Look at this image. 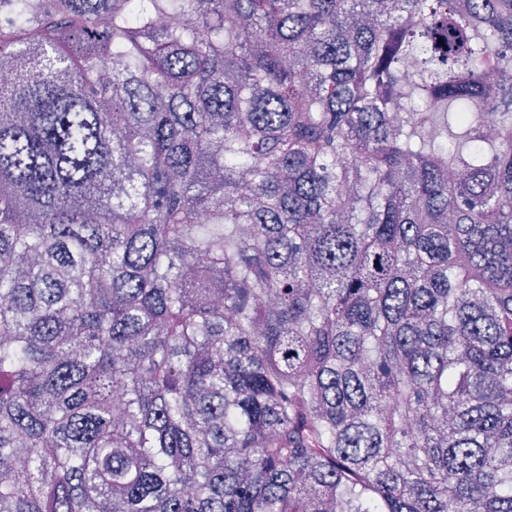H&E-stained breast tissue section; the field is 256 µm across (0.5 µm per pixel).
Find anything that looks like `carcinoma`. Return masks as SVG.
Returning a JSON list of instances; mask_svg holds the SVG:
<instances>
[{
	"mask_svg": "<svg viewBox=\"0 0 512 512\" xmlns=\"http://www.w3.org/2000/svg\"><path fill=\"white\" fill-rule=\"evenodd\" d=\"M1 14L0 512H512V0Z\"/></svg>",
	"mask_w": 512,
	"mask_h": 512,
	"instance_id": "cac0c4a2",
	"label": "carcinoma"
}]
</instances>
